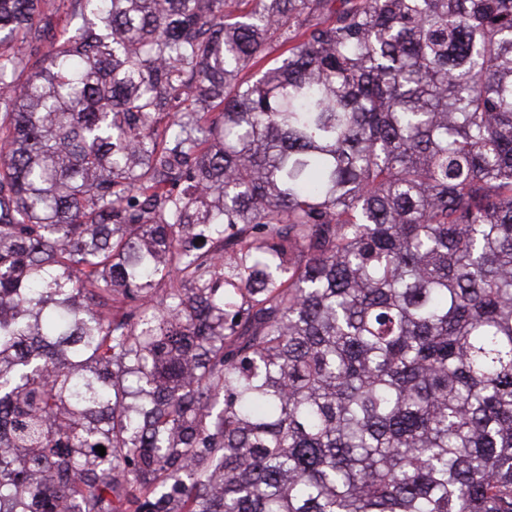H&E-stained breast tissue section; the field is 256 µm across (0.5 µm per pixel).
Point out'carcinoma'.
Masks as SVG:
<instances>
[{
	"mask_svg": "<svg viewBox=\"0 0 512 512\" xmlns=\"http://www.w3.org/2000/svg\"><path fill=\"white\" fill-rule=\"evenodd\" d=\"M0 512H512V0H0Z\"/></svg>",
	"mask_w": 512,
	"mask_h": 512,
	"instance_id": "obj_1",
	"label": "carcinoma"
}]
</instances>
